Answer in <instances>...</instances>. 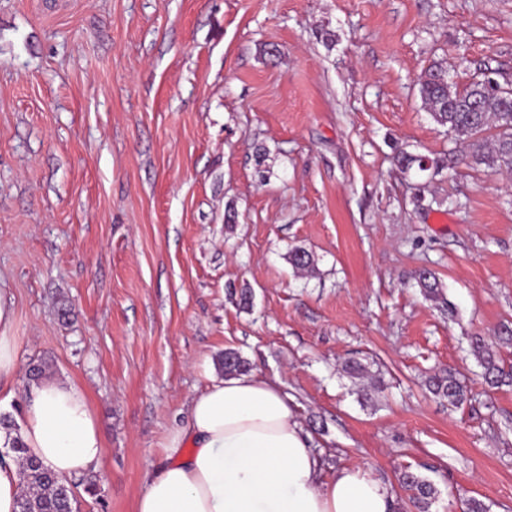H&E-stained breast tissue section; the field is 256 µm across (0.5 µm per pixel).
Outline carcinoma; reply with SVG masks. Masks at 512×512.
Returning a JSON list of instances; mask_svg holds the SVG:
<instances>
[{
	"mask_svg": "<svg viewBox=\"0 0 512 512\" xmlns=\"http://www.w3.org/2000/svg\"><path fill=\"white\" fill-rule=\"evenodd\" d=\"M420 94L425 109L434 122L457 138L468 140V164L485 166L496 171H512V103L485 91L480 84L471 82L463 89L448 83L447 71L436 66L425 73L420 83ZM288 262L297 271L314 266L311 252L294 247L288 252ZM416 283L424 297L441 309L453 312L441 282L429 269L416 274ZM472 354L481 367L480 376L490 388L512 381V375L499 364L496 351L480 334L468 337ZM224 374L245 371L249 363L235 350L227 349L221 359ZM428 391L436 398L448 401L458 408L471 399V393L451 368H443L428 378ZM10 451L19 464L21 493L18 512H75L77 498L67 480L59 479L39 460L25 455L26 448L16 435ZM401 487L408 492L409 502L416 512H430L437 490L434 484L420 474L404 471Z\"/></svg>",
	"mask_w": 512,
	"mask_h": 512,
	"instance_id": "cac0c4a2",
	"label": "carcinoma"
}]
</instances>
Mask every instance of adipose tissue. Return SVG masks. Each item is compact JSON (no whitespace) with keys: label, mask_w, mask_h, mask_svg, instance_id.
I'll return each mask as SVG.
<instances>
[{"label":"adipose tissue","mask_w":512,"mask_h":512,"mask_svg":"<svg viewBox=\"0 0 512 512\" xmlns=\"http://www.w3.org/2000/svg\"><path fill=\"white\" fill-rule=\"evenodd\" d=\"M13 303L0 291V380L20 372ZM21 438L60 479L97 471L104 456L86 394L71 380L29 385ZM149 474L134 512H392L386 488L359 465L322 480V462L288 394L253 373L211 379Z\"/></svg>","instance_id":"adipose-tissue-1"}]
</instances>
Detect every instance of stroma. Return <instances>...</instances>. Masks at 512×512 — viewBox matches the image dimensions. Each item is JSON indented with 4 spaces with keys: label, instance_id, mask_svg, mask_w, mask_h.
I'll return each instance as SVG.
<instances>
[{
    "label": "stroma",
    "instance_id": "35a3bbf8",
    "mask_svg": "<svg viewBox=\"0 0 512 512\" xmlns=\"http://www.w3.org/2000/svg\"><path fill=\"white\" fill-rule=\"evenodd\" d=\"M436 63L512 78V0H0V289L22 365L96 415L80 512H133L228 349L293 399L325 475L364 465L409 512V469L432 512H512V385L484 391L467 342L512 368V182L392 161L456 145L419 94ZM350 360L384 380L369 401ZM444 365L471 404L428 393ZM416 283L421 288L424 297L441 309L453 313L454 309L443 291L441 282L429 269H421L416 274ZM401 487L408 492L409 502L418 512H429L435 502L437 490L434 484L420 474L405 470Z\"/></svg>",
    "mask_w": 512,
    "mask_h": 512
}]
</instances>
